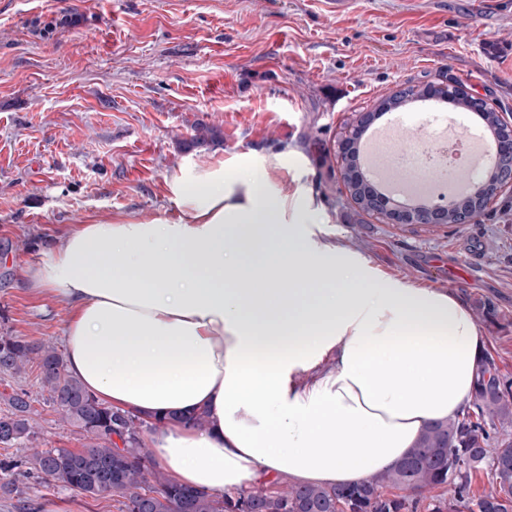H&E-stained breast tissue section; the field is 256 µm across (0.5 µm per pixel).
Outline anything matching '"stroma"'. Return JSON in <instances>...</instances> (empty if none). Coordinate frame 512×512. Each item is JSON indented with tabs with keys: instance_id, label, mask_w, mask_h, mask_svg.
<instances>
[{
	"instance_id": "1",
	"label": "stroma",
	"mask_w": 512,
	"mask_h": 512,
	"mask_svg": "<svg viewBox=\"0 0 512 512\" xmlns=\"http://www.w3.org/2000/svg\"><path fill=\"white\" fill-rule=\"evenodd\" d=\"M459 83L512 123V0H0V336L63 343L68 310L34 296L23 270L94 214L174 212L164 178L232 152L296 148L289 191L325 209L315 232L344 239L383 273L488 299L486 351L512 379V189L478 222L387 224L343 192L337 144L363 112L408 85ZM28 392L44 448H81L36 368L0 381ZM0 512L111 497L17 476Z\"/></svg>"
}]
</instances>
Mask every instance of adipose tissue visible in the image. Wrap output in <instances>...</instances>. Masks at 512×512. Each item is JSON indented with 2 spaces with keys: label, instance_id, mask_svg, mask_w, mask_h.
<instances>
[{
  "label": "adipose tissue",
  "instance_id": "1",
  "mask_svg": "<svg viewBox=\"0 0 512 512\" xmlns=\"http://www.w3.org/2000/svg\"><path fill=\"white\" fill-rule=\"evenodd\" d=\"M287 152L164 178L177 209L87 217L25 274L68 305L67 372L152 425L178 485L232 497L287 478L341 487L465 413L486 339L454 292L384 274L315 236ZM206 412L199 429L187 416Z\"/></svg>",
  "mask_w": 512,
  "mask_h": 512
}]
</instances>
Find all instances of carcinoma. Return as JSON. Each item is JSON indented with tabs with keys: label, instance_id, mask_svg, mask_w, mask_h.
<instances>
[{
	"label": "carcinoma",
	"instance_id": "carcinoma-1",
	"mask_svg": "<svg viewBox=\"0 0 512 512\" xmlns=\"http://www.w3.org/2000/svg\"><path fill=\"white\" fill-rule=\"evenodd\" d=\"M430 85L409 86L386 98L381 111L393 112L414 98H423ZM453 101L479 113L491 133L504 126L486 103L457 89ZM360 161L351 158L341 179L359 209L372 212L357 192ZM489 198L475 190L447 208L446 224L460 216L476 221ZM60 420L77 427L82 448H42L31 424L34 409L25 390L3 396L0 445L30 444L23 460L0 461V491L16 492L14 470L35 475L54 487L77 490L90 498L109 495L119 512H512V382L500 377L492 358L481 361L470 407L460 417L430 425L416 446L394 466L345 487L290 485L283 491L257 486L235 498L174 484L155 464L141 433L147 422L98 402L64 368V359L49 342L0 336V376L13 378L31 366ZM481 472L486 487L476 495L471 477ZM452 495H447V492Z\"/></svg>",
	"mask_w": 512,
	"mask_h": 512
}]
</instances>
